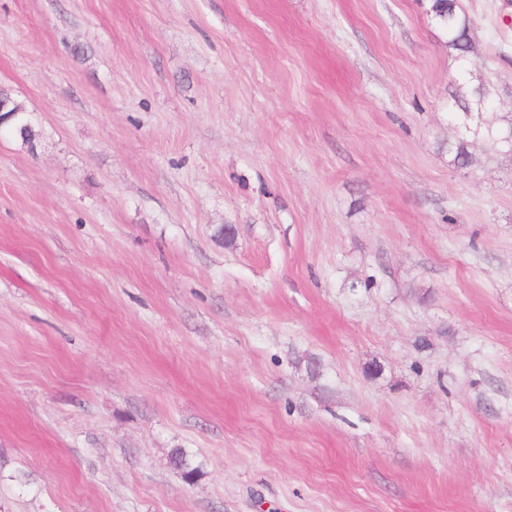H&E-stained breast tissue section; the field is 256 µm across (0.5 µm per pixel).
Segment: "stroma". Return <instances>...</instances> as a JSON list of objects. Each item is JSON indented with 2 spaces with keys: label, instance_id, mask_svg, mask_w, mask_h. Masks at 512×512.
Here are the masks:
<instances>
[{
  "label": "stroma",
  "instance_id": "obj_1",
  "mask_svg": "<svg viewBox=\"0 0 512 512\" xmlns=\"http://www.w3.org/2000/svg\"><path fill=\"white\" fill-rule=\"evenodd\" d=\"M458 3L465 72L430 0H0V512H512V0Z\"/></svg>",
  "mask_w": 512,
  "mask_h": 512
}]
</instances>
